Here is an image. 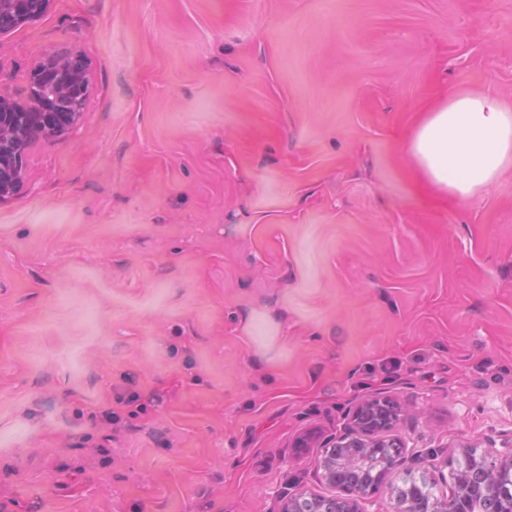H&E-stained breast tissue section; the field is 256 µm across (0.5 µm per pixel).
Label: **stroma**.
Wrapping results in <instances>:
<instances>
[{
  "mask_svg": "<svg viewBox=\"0 0 512 512\" xmlns=\"http://www.w3.org/2000/svg\"><path fill=\"white\" fill-rule=\"evenodd\" d=\"M61 49L85 112L0 203V512L337 498L292 443L377 392L419 456L362 512L512 442V171L446 199L404 151L512 105V0H51L0 80Z\"/></svg>",
  "mask_w": 512,
  "mask_h": 512,
  "instance_id": "1",
  "label": "stroma"
}]
</instances>
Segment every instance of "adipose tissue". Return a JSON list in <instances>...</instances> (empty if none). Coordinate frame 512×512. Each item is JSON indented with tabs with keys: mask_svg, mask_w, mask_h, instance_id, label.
I'll use <instances>...</instances> for the list:
<instances>
[{
	"mask_svg": "<svg viewBox=\"0 0 512 512\" xmlns=\"http://www.w3.org/2000/svg\"><path fill=\"white\" fill-rule=\"evenodd\" d=\"M406 151L435 194L479 196L512 169V107L491 94H451L418 117Z\"/></svg>",
	"mask_w": 512,
	"mask_h": 512,
	"instance_id": "ef3b65f1",
	"label": "adipose tissue"
}]
</instances>
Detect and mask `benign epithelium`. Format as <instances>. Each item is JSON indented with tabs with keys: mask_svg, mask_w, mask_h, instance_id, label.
<instances>
[{
	"mask_svg": "<svg viewBox=\"0 0 512 512\" xmlns=\"http://www.w3.org/2000/svg\"><path fill=\"white\" fill-rule=\"evenodd\" d=\"M51 0H0V34L37 22ZM86 61L74 51L49 52L30 71L28 102L24 110L0 87V202L13 197L21 188L28 147L39 139L50 140L68 133L81 112L66 108V99L76 85L87 83ZM399 407L378 392L355 408L351 422L335 442L319 440L306 432L293 447L341 449V455L326 456L321 463L322 478L339 485L344 496L323 498L318 512H360L359 502L372 493L354 483L352 476L383 448L394 449L392 464L414 460L418 452L402 439L391 436ZM462 462L451 481L436 487V497L428 500L423 486L415 485L407 494L394 492L392 512H447L448 502L467 505L497 490L503 483L512 488V450L491 456L471 446L462 449ZM306 494L297 492L282 497L279 512H307Z\"/></svg>",
	"mask_w": 512,
	"mask_h": 512,
	"instance_id": "7a95c632",
	"label": "benign epithelium"
}]
</instances>
